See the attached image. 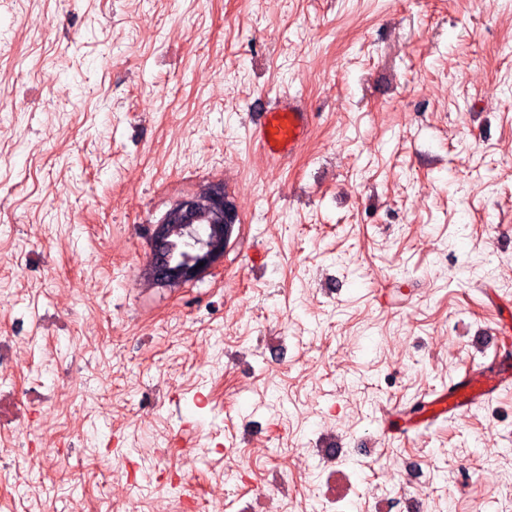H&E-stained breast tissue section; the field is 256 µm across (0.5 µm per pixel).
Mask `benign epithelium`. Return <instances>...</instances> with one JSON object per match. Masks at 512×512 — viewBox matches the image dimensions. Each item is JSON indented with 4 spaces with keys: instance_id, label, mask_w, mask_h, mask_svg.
Masks as SVG:
<instances>
[{
    "instance_id": "benign-epithelium-1",
    "label": "benign epithelium",
    "mask_w": 512,
    "mask_h": 512,
    "mask_svg": "<svg viewBox=\"0 0 512 512\" xmlns=\"http://www.w3.org/2000/svg\"><path fill=\"white\" fill-rule=\"evenodd\" d=\"M229 208L231 204L221 192H213L201 199L191 196L179 200L153 225L152 245L158 254L152 272L158 284L182 286L192 283L224 261L226 245L234 228L233 223L224 221V214ZM199 211L209 214L210 223H186L189 215ZM175 224L184 229L189 250V257L181 263L175 261L167 252L172 226Z\"/></svg>"
}]
</instances>
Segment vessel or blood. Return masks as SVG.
<instances>
[{
    "label": "vessel or blood",
    "instance_id": "obj_1",
    "mask_svg": "<svg viewBox=\"0 0 512 512\" xmlns=\"http://www.w3.org/2000/svg\"><path fill=\"white\" fill-rule=\"evenodd\" d=\"M311 130L310 114L295 97L280 100L255 112L252 137L270 161L294 157L306 143ZM512 336V322L500 321L486 336V344L495 348V356L487 364L469 370L453 381L433 399L422 403L423 420L440 416L459 418L473 406L489 400L499 389L512 385V352L504 348L505 338Z\"/></svg>",
    "mask_w": 512,
    "mask_h": 512
}]
</instances>
